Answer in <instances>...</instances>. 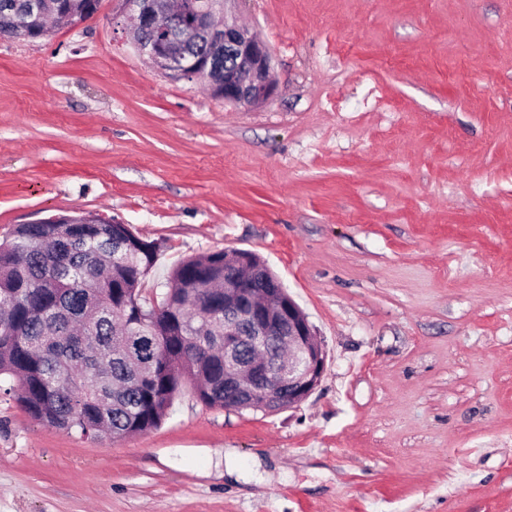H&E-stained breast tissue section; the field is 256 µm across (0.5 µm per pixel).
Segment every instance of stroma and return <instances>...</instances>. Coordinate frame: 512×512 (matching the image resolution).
Here are the masks:
<instances>
[{"instance_id":"stroma-1","label":"stroma","mask_w":512,"mask_h":512,"mask_svg":"<svg viewBox=\"0 0 512 512\" xmlns=\"http://www.w3.org/2000/svg\"><path fill=\"white\" fill-rule=\"evenodd\" d=\"M278 92L161 74L121 0L0 38V240L95 212L183 258L259 255L327 354L275 412L191 385L116 442L0 377V512H512V0H230ZM236 453L226 472L225 449Z\"/></svg>"}]
</instances>
